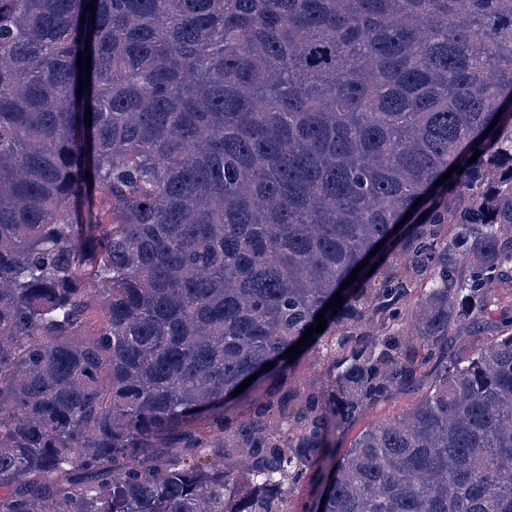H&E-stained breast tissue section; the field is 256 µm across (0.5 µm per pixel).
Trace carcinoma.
Returning <instances> with one entry per match:
<instances>
[{"instance_id":"cac0c4a2","label":"carcinoma","mask_w":512,"mask_h":512,"mask_svg":"<svg viewBox=\"0 0 512 512\" xmlns=\"http://www.w3.org/2000/svg\"><path fill=\"white\" fill-rule=\"evenodd\" d=\"M508 239L512 0H0V512H512ZM500 319L489 316L480 321L472 336L448 337V357L468 355L475 348L485 346L500 335ZM325 365L326 359L322 357L320 350L310 351L298 367L299 377L319 381ZM433 378V375H429L425 382L416 388L393 390L384 401L369 409L357 421L349 424L343 434L339 435V442L342 441L343 447H348L350 442L367 427L403 414L425 394Z\"/></svg>"}]
</instances>
